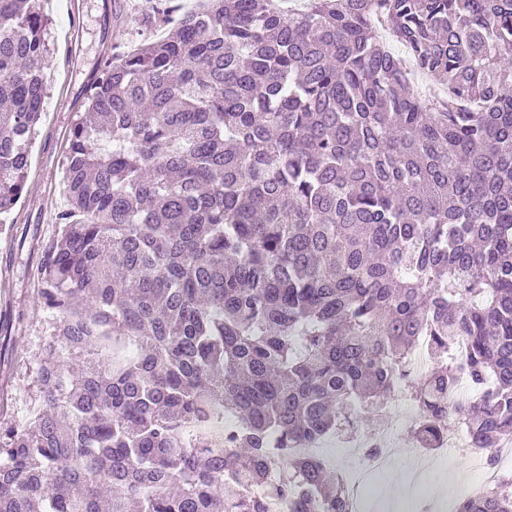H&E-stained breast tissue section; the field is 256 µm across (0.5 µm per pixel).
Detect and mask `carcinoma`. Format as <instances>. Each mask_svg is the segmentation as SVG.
<instances>
[{"label":"carcinoma","instance_id":"carcinoma-1","mask_svg":"<svg viewBox=\"0 0 512 512\" xmlns=\"http://www.w3.org/2000/svg\"><path fill=\"white\" fill-rule=\"evenodd\" d=\"M304 2L158 0L168 35L100 72L44 257L40 407L0 420V512H352L296 449L396 394L422 448L450 415L490 465L512 437V0ZM48 51L41 0H0V216ZM457 512H512V477Z\"/></svg>","mask_w":512,"mask_h":512}]
</instances>
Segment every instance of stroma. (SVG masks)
<instances>
[{
  "label": "stroma",
  "instance_id": "obj_1",
  "mask_svg": "<svg viewBox=\"0 0 512 512\" xmlns=\"http://www.w3.org/2000/svg\"><path fill=\"white\" fill-rule=\"evenodd\" d=\"M51 20L49 55L43 67L48 88L38 127L27 193L7 233H0V265L13 271V298L0 306V378H8L11 414L24 425L39 404L36 357L50 340L52 318L40 309L37 273L42 250L58 231L66 206L62 191L63 159L68 133L105 61L162 38L166 27L148 18L147 0H45ZM389 467L360 491L367 512H386L400 498L410 512H441L465 493L477 492L488 464L468 448L442 454L412 452L407 434Z\"/></svg>",
  "mask_w": 512,
  "mask_h": 512
}]
</instances>
